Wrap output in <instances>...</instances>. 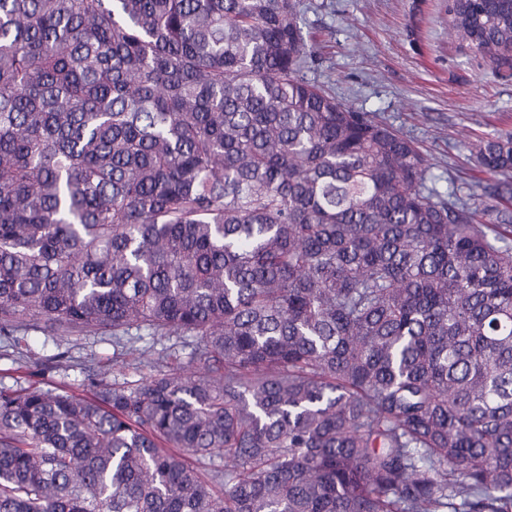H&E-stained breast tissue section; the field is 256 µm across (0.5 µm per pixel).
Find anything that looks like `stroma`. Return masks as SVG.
I'll use <instances>...</instances> for the list:
<instances>
[{
	"instance_id": "1",
	"label": "stroma",
	"mask_w": 512,
	"mask_h": 512,
	"mask_svg": "<svg viewBox=\"0 0 512 512\" xmlns=\"http://www.w3.org/2000/svg\"><path fill=\"white\" fill-rule=\"evenodd\" d=\"M447 0H299L309 78L337 100L417 143L439 190L479 200L489 176L470 144L512 131V69L495 68L448 37ZM34 358L0 343V388L82 392L86 369L134 381L142 364L111 332L61 338L32 332Z\"/></svg>"
}]
</instances>
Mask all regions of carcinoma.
Segmentation results:
<instances>
[{
	"label": "carcinoma",
	"instance_id": "cac0c4a2",
	"mask_svg": "<svg viewBox=\"0 0 512 512\" xmlns=\"http://www.w3.org/2000/svg\"><path fill=\"white\" fill-rule=\"evenodd\" d=\"M310 64L295 0H0V338L194 366L0 389V512H512V133L472 206ZM132 335L134 336H125L124 339L129 337H138L135 335H141V340H138L135 345L142 349H147V356L148 359H156L157 357L165 356L166 354L170 352H174V350L177 352L176 354H180V365L183 368V372L186 375H190L194 372L193 366L188 362L187 354L188 350L184 351L181 350L180 343H178V339H176L175 336H170V340L168 338L162 339L161 341H154L153 345V339L151 336L147 335V331L141 330V331H135V329H132L131 331ZM124 340V342H125ZM151 347V348H150ZM179 351V353H178Z\"/></svg>",
	"mask_w": 512,
	"mask_h": 512
}]
</instances>
